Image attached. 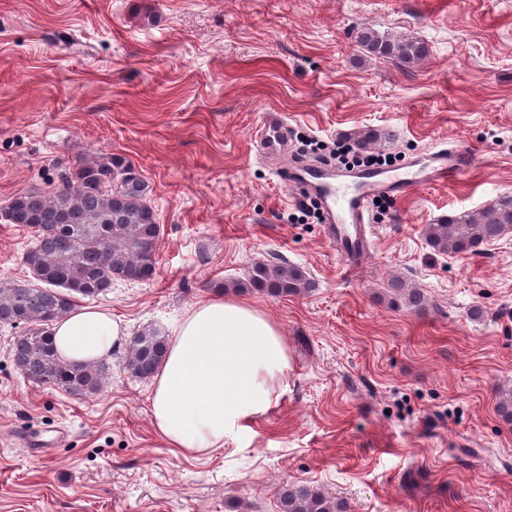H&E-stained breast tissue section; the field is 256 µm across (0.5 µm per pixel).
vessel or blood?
Returning a JSON list of instances; mask_svg holds the SVG:
<instances>
[{"label": "vessel or blood", "instance_id": "obj_1", "mask_svg": "<svg viewBox=\"0 0 512 512\" xmlns=\"http://www.w3.org/2000/svg\"><path fill=\"white\" fill-rule=\"evenodd\" d=\"M256 144L262 156L287 157L291 151L288 126L270 116L259 128ZM470 155L455 143H441L427 159L406 166L405 170L356 169L348 179L327 167L307 164L292 168L291 181L322 207L330 234L349 260L361 258L368 250L369 208L383 194L406 195L411 188L447 181L468 168Z\"/></svg>", "mask_w": 512, "mask_h": 512}]
</instances>
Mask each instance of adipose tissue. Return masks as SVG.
<instances>
[{
    "label": "adipose tissue",
    "mask_w": 512,
    "mask_h": 512,
    "mask_svg": "<svg viewBox=\"0 0 512 512\" xmlns=\"http://www.w3.org/2000/svg\"><path fill=\"white\" fill-rule=\"evenodd\" d=\"M52 332L63 360L88 363L106 357L127 329L110 312L83 308L54 322ZM287 370L288 345L276 323L250 304L214 296L178 326L155 374V433L182 452L223 447L277 402Z\"/></svg>",
    "instance_id": "obj_1"
}]
</instances>
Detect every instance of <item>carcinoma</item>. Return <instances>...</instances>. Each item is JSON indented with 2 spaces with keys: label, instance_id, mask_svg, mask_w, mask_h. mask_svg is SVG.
Listing matches in <instances>:
<instances>
[{
  "label": "carcinoma",
  "instance_id": "1",
  "mask_svg": "<svg viewBox=\"0 0 512 512\" xmlns=\"http://www.w3.org/2000/svg\"><path fill=\"white\" fill-rule=\"evenodd\" d=\"M359 44L377 57L413 64L426 54L412 39H392L368 28ZM10 224L32 230L23 255L40 276L42 287L0 284V326L25 325L11 356L28 381L57 388L75 398L97 394L110 376L103 362L66 363L51 340L53 323L73 310L76 299L106 294L118 280L148 282L157 271L158 217L150 204V186L120 157L81 162L53 192L30 190L7 205ZM512 230V194H502L477 212L453 214L426 228L430 244L457 254L475 253ZM246 287L270 296H298L313 287L306 272L286 261L257 262ZM168 334L150 327L129 342L125 369L139 380L154 376L168 347ZM282 512H348L347 503L306 485H287Z\"/></svg>",
  "mask_w": 512,
  "mask_h": 512
}]
</instances>
